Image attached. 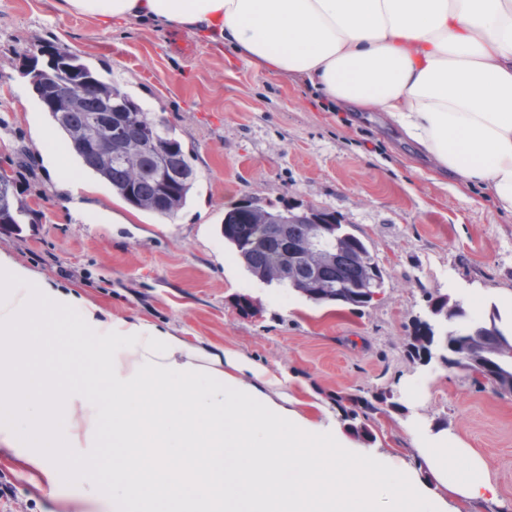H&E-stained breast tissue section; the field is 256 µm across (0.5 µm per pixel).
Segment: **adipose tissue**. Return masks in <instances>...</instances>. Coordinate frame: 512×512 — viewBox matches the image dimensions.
<instances>
[{"label": "adipose tissue", "mask_w": 512, "mask_h": 512, "mask_svg": "<svg viewBox=\"0 0 512 512\" xmlns=\"http://www.w3.org/2000/svg\"><path fill=\"white\" fill-rule=\"evenodd\" d=\"M111 25L177 26L329 102L383 112L435 167L491 191L512 215V0H58ZM74 314L91 338L87 381L18 364L37 345V310ZM245 358L209 354L151 325L107 319L0 251V438L35 480L94 449L112 474V512H460L497 500L488 462L434 435L416 465L356 446L261 387ZM112 433L103 437L104 419ZM108 451H101V444ZM179 466H172L171 457ZM357 468H347V459ZM351 491L341 496L339 485Z\"/></svg>", "instance_id": "ef3b65f1"}]
</instances>
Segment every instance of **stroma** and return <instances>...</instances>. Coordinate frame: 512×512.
Masks as SVG:
<instances>
[{"mask_svg": "<svg viewBox=\"0 0 512 512\" xmlns=\"http://www.w3.org/2000/svg\"><path fill=\"white\" fill-rule=\"evenodd\" d=\"M64 45L111 73L151 115L165 119L196 173L191 203L165 219L132 208L93 176L72 196L45 162L40 111L27 69L42 48ZM0 168L29 208L0 230V250L43 281L111 313L160 327L209 350L241 355L318 421L342 422L340 396L380 401L355 436L410 464L417 435L440 433L490 462L499 498L462 512H512V394L473 383L439 360L411 361L405 340L428 318L429 296L461 302L473 320L498 312L512 329V216L482 189L453 181L380 112L330 109L302 79L270 73L231 49L176 27L135 20L109 30L63 14L57 0H0ZM313 206L352 224L384 269L379 296L355 308L316 304L252 277L220 234L225 212L248 201ZM249 299L251 309L240 306ZM72 315L39 314L49 336L29 361L77 383L88 347ZM87 449L59 459L63 478L38 489L17 452L0 443V474L18 500L10 512H112V497L85 498L95 479Z\"/></svg>", "mask_w": 512, "mask_h": 512, "instance_id": "stroma-1", "label": "stroma"}]
</instances>
